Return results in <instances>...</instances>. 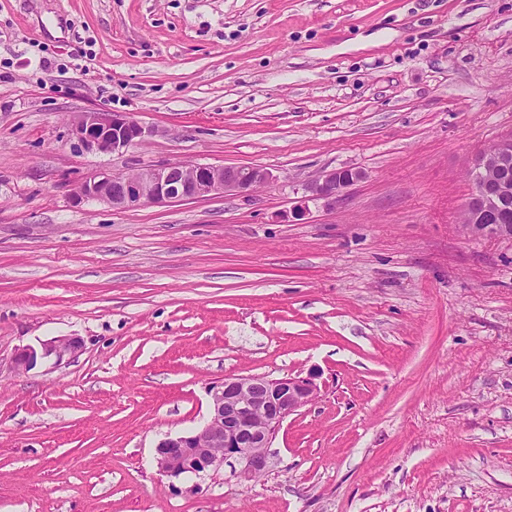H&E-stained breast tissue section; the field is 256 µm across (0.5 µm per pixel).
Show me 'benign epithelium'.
Wrapping results in <instances>:
<instances>
[{"instance_id": "benign-epithelium-1", "label": "benign epithelium", "mask_w": 512, "mask_h": 512, "mask_svg": "<svg viewBox=\"0 0 512 512\" xmlns=\"http://www.w3.org/2000/svg\"><path fill=\"white\" fill-rule=\"evenodd\" d=\"M148 133L123 112H79L71 123L76 144L100 152L115 153L137 145ZM509 158L512 134L470 160L468 172L475 181L496 174L492 188L476 192L470 200L465 229L473 237L512 239V176L502 172ZM360 178L362 172L354 168L335 169L311 180L306 191L311 200L334 199ZM272 180L271 172L261 166L167 163L131 174L95 172L75 188L73 198L102 200L126 209L200 199L228 190L249 194ZM80 349L77 338L57 336L19 350L13 363L18 370H29L39 361L59 363ZM317 394L318 387L310 377L227 376L209 391V412L201 426L159 442L156 465L169 478L176 479L186 471L203 478L235 461L241 466L238 477L249 481L268 469L272 441L283 422L313 402Z\"/></svg>"}]
</instances>
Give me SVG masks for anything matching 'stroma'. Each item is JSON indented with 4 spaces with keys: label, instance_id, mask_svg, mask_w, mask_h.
<instances>
[{
    "label": "stroma",
    "instance_id": "1",
    "mask_svg": "<svg viewBox=\"0 0 512 512\" xmlns=\"http://www.w3.org/2000/svg\"><path fill=\"white\" fill-rule=\"evenodd\" d=\"M86 111L150 134L85 150ZM510 134L512 0H0V512H512V240L463 226ZM177 161L274 180L72 198ZM55 336L81 351L15 370ZM251 374L319 387L268 472L160 473ZM261 166H214L167 163L149 165L131 174L99 171L88 176L73 192L76 201L102 200L113 208L187 201L225 193L249 194L273 180ZM362 178V172L344 167L327 172L313 180L307 186L310 200L335 199L343 188Z\"/></svg>",
    "mask_w": 512,
    "mask_h": 512
}]
</instances>
